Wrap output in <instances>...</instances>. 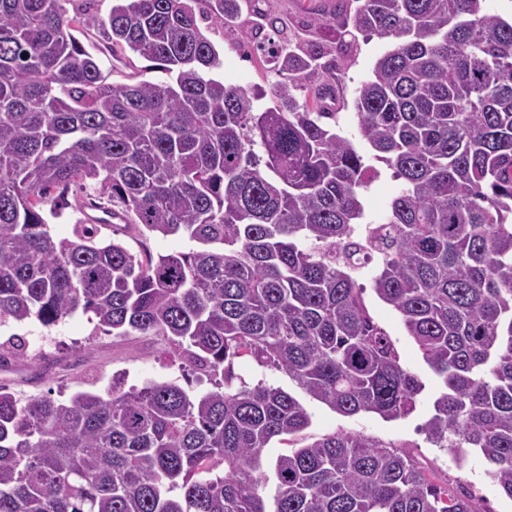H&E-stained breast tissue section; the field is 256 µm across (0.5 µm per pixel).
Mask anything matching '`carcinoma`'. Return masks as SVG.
I'll return each mask as SVG.
<instances>
[{
	"label": "carcinoma",
	"instance_id": "carcinoma-1",
	"mask_svg": "<svg viewBox=\"0 0 512 512\" xmlns=\"http://www.w3.org/2000/svg\"><path fill=\"white\" fill-rule=\"evenodd\" d=\"M0 0V320L91 312L114 336H164L212 389L175 382L23 399L0 385V512H478L405 453L343 432L276 459L309 427L248 356L352 417H404L425 389L374 322L356 276L400 315L434 376L427 439L512 499V21L486 0H336L292 23L269 0ZM271 64L277 101L215 77L201 24ZM98 29L165 81L108 83L74 36ZM389 48L355 91L364 149L338 130L359 41ZM375 161L401 181L381 222ZM94 185L140 232L187 253L57 239L46 196Z\"/></svg>",
	"mask_w": 512,
	"mask_h": 512
}]
</instances>
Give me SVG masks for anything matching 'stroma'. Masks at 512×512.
<instances>
[{
  "label": "stroma",
  "mask_w": 512,
  "mask_h": 512,
  "mask_svg": "<svg viewBox=\"0 0 512 512\" xmlns=\"http://www.w3.org/2000/svg\"><path fill=\"white\" fill-rule=\"evenodd\" d=\"M75 36L94 56L109 81L126 82L134 75L156 81L165 78L152 62L130 50L112 47L95 28L76 31ZM207 36L223 59L218 77L228 83L269 91L272 78L266 75L258 56L243 53L236 43L225 37L223 28H214ZM98 237L103 241H120L133 253L147 251L155 256L184 253L194 247L187 237L141 235L121 222L100 225ZM357 281L365 288L364 299L371 316L391 336L404 366L422 377L425 390L414 411L406 417L392 421L372 413L345 417L308 396L286 373L258 364L249 357L236 359L234 371L237 376L253 385L263 382L288 391L311 416L309 428L297 438L289 441L276 438L270 442L263 452L266 462H274L280 454L328 434H359L407 453L437 486L468 490L478 512H512V499L504 496L488 478L481 457L472 453L464 462H456L448 450L436 447L421 432V425L433 412L437 385L427 373L418 347L407 335L399 314L370 289L369 274H359ZM11 343L18 345L20 358L0 369V384L9 386L24 398L48 394L64 400L79 391L102 392L118 374L124 375L129 387L143 386L149 380L178 382L183 375L179 360L170 356V346L164 337L117 338L98 329L97 321L90 313H75L49 328L35 320L7 322L0 327V345Z\"/></svg>",
  "instance_id": "stroma-1"
}]
</instances>
